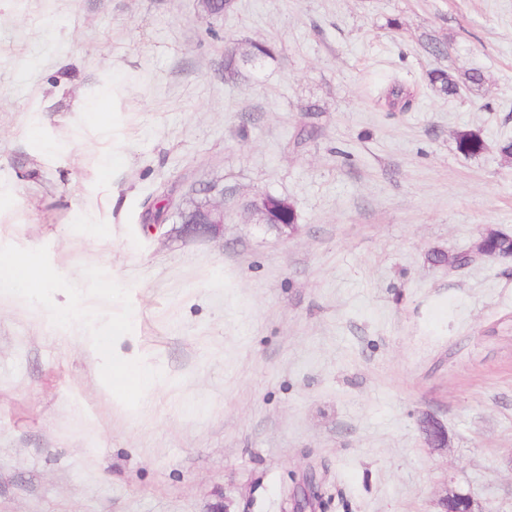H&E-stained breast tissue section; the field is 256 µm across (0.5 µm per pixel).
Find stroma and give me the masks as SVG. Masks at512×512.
<instances>
[{"label":"stroma","mask_w":512,"mask_h":512,"mask_svg":"<svg viewBox=\"0 0 512 512\" xmlns=\"http://www.w3.org/2000/svg\"><path fill=\"white\" fill-rule=\"evenodd\" d=\"M116 81L108 125L73 112ZM510 139L512 0H0V246L128 287L120 348L163 374L125 409L81 327L0 298V512H290L311 480L316 512H512V259H428L512 234ZM288 201L282 198L275 197L271 194L262 195L258 201L253 203V208L257 210L263 221L272 226L288 229L289 224H297L298 216L295 208L291 204L288 209ZM282 209L288 210V224H284L279 219V212ZM183 223L186 233H203L217 237L224 232V203L210 204L207 209L198 210L188 221Z\"/></svg>","instance_id":"obj_1"}]
</instances>
